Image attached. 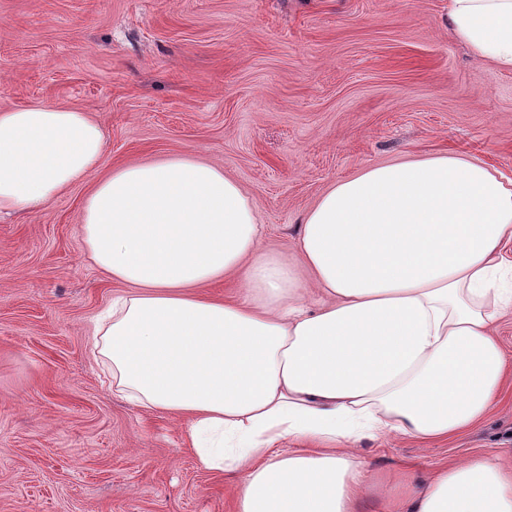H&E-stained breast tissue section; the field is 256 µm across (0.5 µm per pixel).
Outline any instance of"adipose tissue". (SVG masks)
<instances>
[{
  "label": "adipose tissue",
  "instance_id": "adipose-tissue-1",
  "mask_svg": "<svg viewBox=\"0 0 512 512\" xmlns=\"http://www.w3.org/2000/svg\"><path fill=\"white\" fill-rule=\"evenodd\" d=\"M453 38L512 71V0H448ZM82 111L0 110V211L32 213L95 172ZM91 260L125 285L95 326L112 386L188 417L201 466L240 477L236 512H512V459L428 478L373 474L361 439L422 446L483 421L512 374V181L474 157L370 167L323 193L295 242L310 280L263 251L240 186L190 156L126 165L82 209ZM238 275L241 295L199 290Z\"/></svg>",
  "mask_w": 512,
  "mask_h": 512
}]
</instances>
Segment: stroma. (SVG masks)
<instances>
[{
  "mask_svg": "<svg viewBox=\"0 0 512 512\" xmlns=\"http://www.w3.org/2000/svg\"><path fill=\"white\" fill-rule=\"evenodd\" d=\"M88 112L97 167L184 154L251 198L261 247L367 168L474 156L512 178V71L448 32V0H0V109ZM83 180L0 218V512H235L183 418L112 390L93 317L120 284L88 256ZM376 472L512 456V378L485 421L422 447L366 439Z\"/></svg>",
  "mask_w": 512,
  "mask_h": 512,
  "instance_id": "1",
  "label": "stroma"
}]
</instances>
